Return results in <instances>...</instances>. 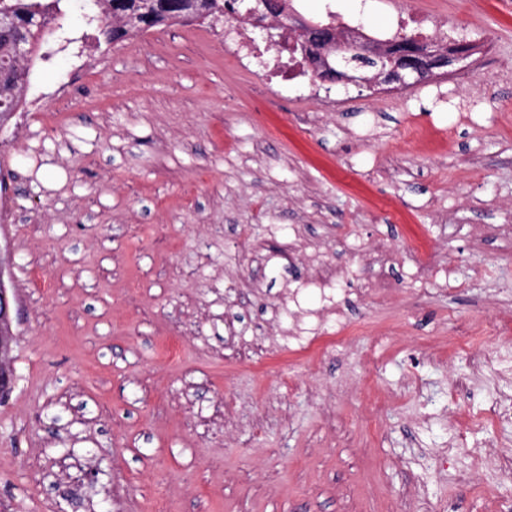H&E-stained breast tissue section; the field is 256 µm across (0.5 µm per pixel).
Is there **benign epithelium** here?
<instances>
[{
	"instance_id": "obj_1",
	"label": "benign epithelium",
	"mask_w": 512,
	"mask_h": 512,
	"mask_svg": "<svg viewBox=\"0 0 512 512\" xmlns=\"http://www.w3.org/2000/svg\"><path fill=\"white\" fill-rule=\"evenodd\" d=\"M294 28L301 39L306 54L318 60H325L330 52H357L365 56H384L389 65L384 66L376 74V80L382 85H394L408 88L427 78L432 72L463 62L469 58V51L463 44L445 48L436 41L413 50L406 58L393 52L389 47L377 51L371 46L355 44L339 35L320 36L309 26L297 23ZM11 258L0 252V392L13 391L16 381L12 367V351L16 336L12 331V304L15 295L9 293L6 278L10 277Z\"/></svg>"
}]
</instances>
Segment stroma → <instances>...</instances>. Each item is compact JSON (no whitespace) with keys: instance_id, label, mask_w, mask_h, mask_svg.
<instances>
[{"instance_id":"1","label":"stroma","mask_w":512,"mask_h":512,"mask_svg":"<svg viewBox=\"0 0 512 512\" xmlns=\"http://www.w3.org/2000/svg\"><path fill=\"white\" fill-rule=\"evenodd\" d=\"M482 45L406 89L267 83L220 18L79 0L0 128V512H499L512 500V0H335ZM450 267L409 276L407 241ZM98 40L122 41L152 28L189 24L233 10L236 0H79ZM230 2H233L232 4ZM112 31V38H111ZM11 258L0 246V392L11 393L16 376L12 367V351L16 336L12 331V304L15 295L9 293L5 277L10 278Z\"/></svg>"}]
</instances>
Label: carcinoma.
Wrapping results in <instances>:
<instances>
[{
    "label": "carcinoma",
    "mask_w": 512,
    "mask_h": 512,
    "mask_svg": "<svg viewBox=\"0 0 512 512\" xmlns=\"http://www.w3.org/2000/svg\"><path fill=\"white\" fill-rule=\"evenodd\" d=\"M62 0H0V14L12 26L0 30V126L15 112L29 83L26 62L41 50L44 37L61 15ZM88 22L106 43L122 41L153 28L189 24L224 14L230 0H80ZM286 0H255L254 10L278 17ZM22 42L25 54L17 55Z\"/></svg>",
    "instance_id": "carcinoma-1"
}]
</instances>
